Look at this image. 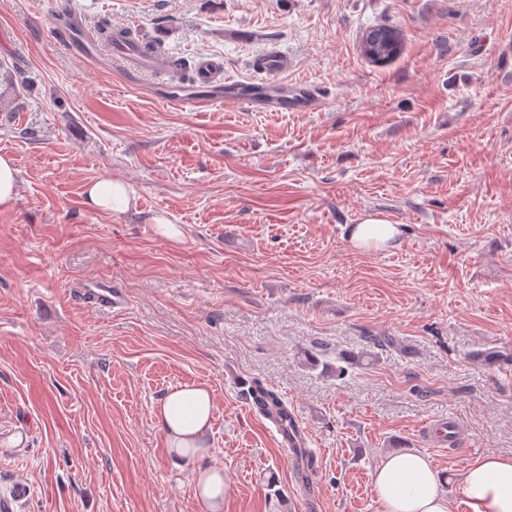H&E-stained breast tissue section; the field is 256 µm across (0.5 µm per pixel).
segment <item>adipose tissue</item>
Returning <instances> with one entry per match:
<instances>
[{"label": "adipose tissue", "instance_id": "1", "mask_svg": "<svg viewBox=\"0 0 512 512\" xmlns=\"http://www.w3.org/2000/svg\"><path fill=\"white\" fill-rule=\"evenodd\" d=\"M397 225L379 214L364 217L350 229L358 248L376 247L397 238ZM214 400L203 385L169 388L154 410V422L168 455L186 468L206 512H223L224 469L211 463ZM442 478L421 454L402 451L389 455L374 474L378 512H453L442 490ZM468 512H512V458L486 456L462 474Z\"/></svg>", "mask_w": 512, "mask_h": 512}]
</instances>
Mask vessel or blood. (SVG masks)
<instances>
[{
	"label": "vessel or blood",
	"instance_id": "obj_1",
	"mask_svg": "<svg viewBox=\"0 0 512 512\" xmlns=\"http://www.w3.org/2000/svg\"><path fill=\"white\" fill-rule=\"evenodd\" d=\"M71 36L65 41L66 50L81 55L85 52L100 53L99 44L85 28L80 13L68 16ZM109 52L121 58L126 65L143 69L157 70L166 67L169 62L165 56L145 54L140 47L127 38L115 37L108 47ZM290 59L281 51L268 49L254 58L255 75L246 81V93L234 95L237 104L254 106L259 96H266L268 107L277 112H310L322 104L316 88L306 83H287L281 80L282 72L288 70ZM224 82L223 72L217 62L201 59L195 73V85L202 89L221 86ZM83 296L100 309H117L123 306L124 298L120 292L103 282L88 283L82 290Z\"/></svg>",
	"mask_w": 512,
	"mask_h": 512
}]
</instances>
